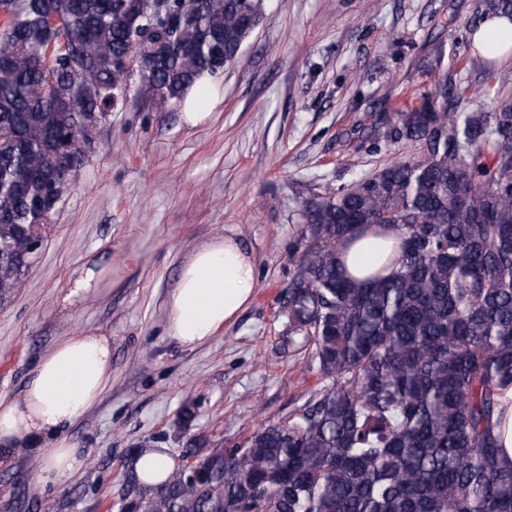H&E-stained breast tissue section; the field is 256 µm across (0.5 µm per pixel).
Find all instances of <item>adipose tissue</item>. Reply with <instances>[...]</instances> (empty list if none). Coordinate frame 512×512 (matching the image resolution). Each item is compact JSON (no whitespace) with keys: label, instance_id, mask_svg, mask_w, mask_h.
I'll return each instance as SVG.
<instances>
[{"label":"adipose tissue","instance_id":"1","mask_svg":"<svg viewBox=\"0 0 512 512\" xmlns=\"http://www.w3.org/2000/svg\"><path fill=\"white\" fill-rule=\"evenodd\" d=\"M255 280L253 257L238 239L219 236L201 244L182 264L168 297V335L186 348L205 345L247 306ZM111 380L108 337L89 331L64 337L40 357L17 395L0 398V446L44 439L39 480L64 484L86 456L68 429L97 405Z\"/></svg>","mask_w":512,"mask_h":512}]
</instances>
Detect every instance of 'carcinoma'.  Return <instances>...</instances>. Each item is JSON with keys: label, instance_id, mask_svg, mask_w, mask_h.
Wrapping results in <instances>:
<instances>
[{"label": "carcinoma", "instance_id": "cac0c4a2", "mask_svg": "<svg viewBox=\"0 0 512 512\" xmlns=\"http://www.w3.org/2000/svg\"><path fill=\"white\" fill-rule=\"evenodd\" d=\"M0 14L1 304L114 92L136 76L152 110L181 102L236 61L264 0H0ZM426 69L421 104L371 125L413 156L297 214L283 315L321 388L194 477L131 473L124 512H512L496 434L512 387V98L465 112L442 51ZM370 230L397 239L394 269L359 279L340 252Z\"/></svg>", "mask_w": 512, "mask_h": 512}]
</instances>
